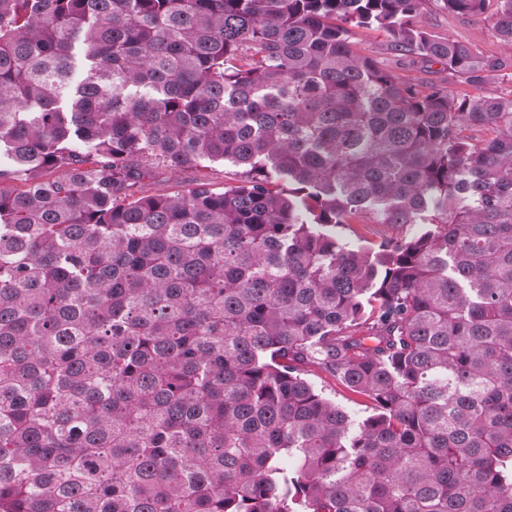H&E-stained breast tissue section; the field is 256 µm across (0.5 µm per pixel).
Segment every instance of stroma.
I'll return each mask as SVG.
<instances>
[{
	"label": "stroma",
	"mask_w": 512,
	"mask_h": 512,
	"mask_svg": "<svg viewBox=\"0 0 512 512\" xmlns=\"http://www.w3.org/2000/svg\"><path fill=\"white\" fill-rule=\"evenodd\" d=\"M493 9L480 16L453 15L439 7L436 0H425L420 19L434 35L471 44L492 68L483 80L464 82L452 77L441 65L406 56L395 50L391 37L374 28L354 29L351 36L357 53L369 56L422 88L440 87L454 94L512 95V50L499 39L493 26Z\"/></svg>",
	"instance_id": "obj_1"
}]
</instances>
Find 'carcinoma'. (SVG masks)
Here are the masks:
<instances>
[{"mask_svg": "<svg viewBox=\"0 0 512 512\" xmlns=\"http://www.w3.org/2000/svg\"><path fill=\"white\" fill-rule=\"evenodd\" d=\"M421 6L0 0V512H512V96L351 49L481 79ZM233 170L235 169L227 166H225L224 169L223 164H216L212 168L201 171L190 169L182 173L177 180L170 181L165 186L170 191H186L193 188L198 181L206 180L212 188L224 190V186H228V184H235V182L230 180V178H239L234 175L224 174V171L232 172ZM363 223H369L367 218ZM352 224V227L336 228V234L343 242L351 248L374 246L377 247L382 241V229L377 224ZM370 225V226H369ZM306 377L329 398L355 417L363 416L364 400L346 390L334 377L317 368H310Z\"/></svg>", "mask_w": 512, "mask_h": 512, "instance_id": "1", "label": "carcinoma"}]
</instances>
